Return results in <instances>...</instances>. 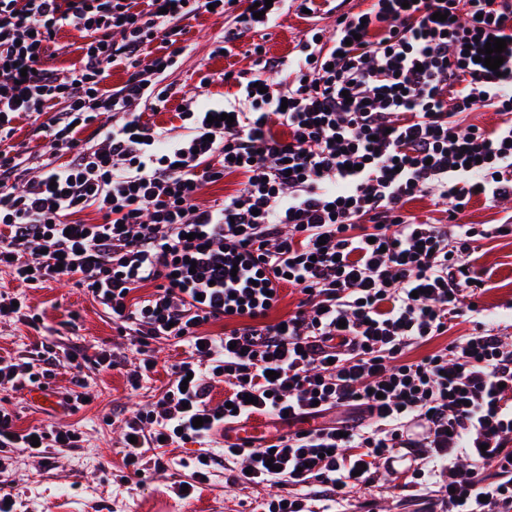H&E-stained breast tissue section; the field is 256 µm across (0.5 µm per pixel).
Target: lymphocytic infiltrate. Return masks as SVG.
Segmentation results:
<instances>
[{"label":"lymphocytic infiltrate","instance_id":"1","mask_svg":"<svg viewBox=\"0 0 512 512\" xmlns=\"http://www.w3.org/2000/svg\"><path fill=\"white\" fill-rule=\"evenodd\" d=\"M255 2L0 0V267L23 285L66 276L86 288L138 338L145 356L131 383L155 369L151 340L186 343L160 398L124 423L125 467L254 416L299 423L356 404L365 419L258 450L225 446L196 460L190 480L221 464L241 487H279L259 512H348L372 483L370 466L410 448L411 479L442 512H512V344L480 321L445 349L408 356L451 330L462 297L484 285L469 258L502 227L460 215L479 197L512 199V0H370L338 13L331 36L310 28L293 60L255 45L251 77L220 75L235 88L222 103L186 99L182 134L145 120L173 95L160 77L179 66L185 19L231 16L216 43L230 52L289 5L317 8L273 0L257 19ZM65 27L81 56L61 73L43 58ZM492 38L506 41L496 71L477 60ZM116 67L127 80L105 88ZM287 69L294 80L271 85ZM480 108L502 122L468 123ZM23 117L45 134L41 153L11 146ZM91 127L93 141L83 137ZM229 174L240 178L234 193L195 206ZM424 195L445 206L447 223L405 215ZM90 208L99 223L81 220ZM285 285L307 307L275 320ZM219 320L222 332H204ZM61 357L121 365L105 346H49L35 362L0 359V390L40 382ZM219 380L225 402L215 407ZM80 439L71 426L17 429L0 402L1 449L40 457ZM462 457L468 469H455Z\"/></svg>","mask_w":512,"mask_h":512}]
</instances>
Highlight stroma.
I'll list each match as a JSON object with an SVG mask.
<instances>
[{"instance_id": "stroma-1", "label": "stroma", "mask_w": 512, "mask_h": 512, "mask_svg": "<svg viewBox=\"0 0 512 512\" xmlns=\"http://www.w3.org/2000/svg\"><path fill=\"white\" fill-rule=\"evenodd\" d=\"M225 24V19L206 15L187 20V49L179 68L165 74V83L186 91L195 88L206 74L216 75L228 68L249 71L253 60L246 51L254 42L263 44L268 55L288 57L307 28L314 25L332 30L336 16L322 11L309 21L295 9H288L275 27L247 34L228 58L212 53ZM473 266L485 281L478 298L480 306L496 321L502 336L512 337V235L483 240ZM1 292L21 297L39 319L33 324L0 321V356L33 357L43 343L64 347L78 342L89 348L106 343L126 357L125 366L100 372L57 364L48 380L49 397L44 401L37 399L32 386L10 393L19 428L55 423L78 427L83 434L77 447L53 448L42 458L19 449L12 451L6 474L14 481L13 512H253L258 493H236L220 470L199 484L191 497L176 496L175 482L186 479L189 473L186 461L201 451L192 442L173 445L156 457L146 456L141 475L130 476L125 483L118 479L124 467L120 447L124 422L119 419L110 424L106 417L119 410L132 413L157 400L172 365L185 356L183 346L154 344L156 370L135 391L127 381V369L139 359L136 347L130 337L120 335L117 324L85 290L67 280L22 286L12 281L8 272L0 271ZM79 388L89 392L92 401L77 413L68 414L60 401L67 391ZM407 469V462L401 460L393 467L377 468L373 486L358 500L360 512H432L423 492L394 488L393 473Z\"/></svg>"}]
</instances>
